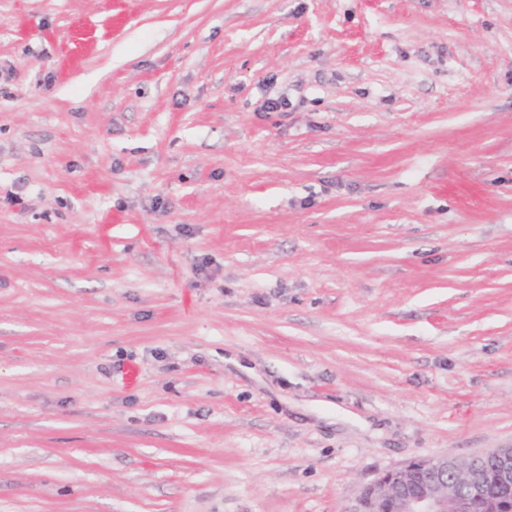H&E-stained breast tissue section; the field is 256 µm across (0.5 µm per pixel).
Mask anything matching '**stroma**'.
Returning a JSON list of instances; mask_svg holds the SVG:
<instances>
[{"instance_id": "1", "label": "stroma", "mask_w": 512, "mask_h": 512, "mask_svg": "<svg viewBox=\"0 0 512 512\" xmlns=\"http://www.w3.org/2000/svg\"><path fill=\"white\" fill-rule=\"evenodd\" d=\"M509 446L512 0H0V512Z\"/></svg>"}]
</instances>
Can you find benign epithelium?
Masks as SVG:
<instances>
[{"mask_svg":"<svg viewBox=\"0 0 512 512\" xmlns=\"http://www.w3.org/2000/svg\"><path fill=\"white\" fill-rule=\"evenodd\" d=\"M493 464L494 481L502 493L493 494L475 459L449 456L420 458L427 478L417 487L411 463L381 474L342 512H507L512 493V447L482 453Z\"/></svg>","mask_w":512,"mask_h":512,"instance_id":"7a95c632","label":"benign epithelium"}]
</instances>
